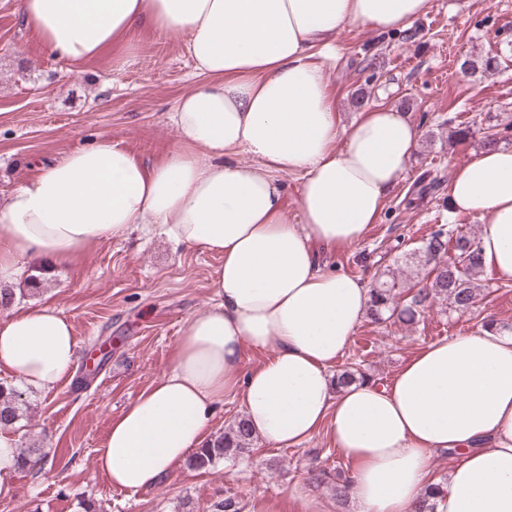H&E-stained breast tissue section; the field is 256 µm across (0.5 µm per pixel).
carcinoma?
Returning a JSON list of instances; mask_svg holds the SVG:
<instances>
[{
    "mask_svg": "<svg viewBox=\"0 0 512 512\" xmlns=\"http://www.w3.org/2000/svg\"><path fill=\"white\" fill-rule=\"evenodd\" d=\"M454 254L445 258L448 248ZM409 262H422L429 266L430 287L420 288L403 302L397 301V288L400 284L394 274L382 273L370 289L371 306L368 316L374 321H393L405 325H414L425 316L427 310L437 301H444L448 309L457 313L469 312L478 296L475 284L483 268L476 238L459 234L453 226L438 225L422 242L418 251L407 257ZM367 375L361 368L348 366L336 374L337 387L363 381ZM22 391L13 381H0V424L14 425L20 417L19 401ZM254 441L245 417L241 416L228 427L224 434L206 442L189 459V466L197 470H206L217 462L236 457L248 451ZM308 481L319 485H328L334 496L347 500L350 479L331 475L322 468H311ZM440 485H429L421 498L417 512H436Z\"/></svg>",
    "mask_w": 512,
    "mask_h": 512,
    "instance_id": "cac0c4a2",
    "label": "carcinoma"
}]
</instances>
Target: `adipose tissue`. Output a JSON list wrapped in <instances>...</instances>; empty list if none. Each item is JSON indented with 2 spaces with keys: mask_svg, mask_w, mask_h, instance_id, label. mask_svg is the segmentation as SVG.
<instances>
[{
  "mask_svg": "<svg viewBox=\"0 0 512 512\" xmlns=\"http://www.w3.org/2000/svg\"><path fill=\"white\" fill-rule=\"evenodd\" d=\"M429 0H16L50 57L72 71L144 25L186 37L199 76L154 166L110 139L74 148L0 198V284L25 262L56 268L134 230L215 252V303L189 318L173 366L113 419L99 468L113 485H155L205 441L218 405L242 399L255 437L294 448L327 429L353 465L355 512H416L436 455L460 458L437 512H512V333L483 329L427 345L385 384L335 391L332 367L370 305L358 278L321 268L312 243L360 242L418 146L401 112L341 126L325 77L348 25L409 27ZM249 162H242V155ZM299 181L298 214L282 179ZM452 212L481 222L484 267L512 279V147L457 169ZM267 353L245 369L244 346ZM79 347L43 305L0 317V373L49 392Z\"/></svg>",
  "mask_w": 512,
  "mask_h": 512,
  "instance_id": "ef3b65f1",
  "label": "adipose tissue"
}]
</instances>
